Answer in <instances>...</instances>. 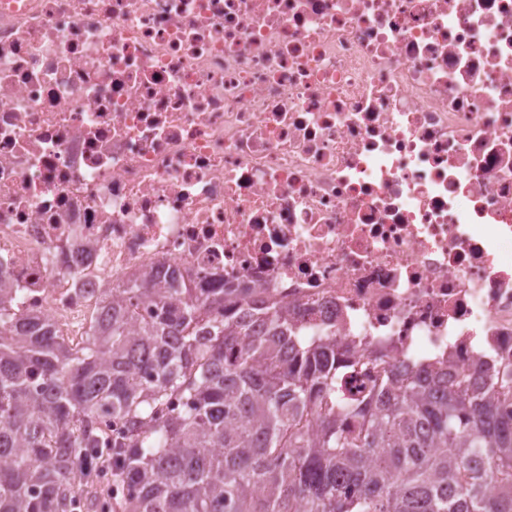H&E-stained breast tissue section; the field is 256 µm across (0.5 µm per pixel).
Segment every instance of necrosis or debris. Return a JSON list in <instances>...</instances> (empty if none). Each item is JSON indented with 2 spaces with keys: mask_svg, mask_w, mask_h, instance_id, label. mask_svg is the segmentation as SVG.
Returning <instances> with one entry per match:
<instances>
[{
  "mask_svg": "<svg viewBox=\"0 0 512 512\" xmlns=\"http://www.w3.org/2000/svg\"><path fill=\"white\" fill-rule=\"evenodd\" d=\"M511 247L512 0H0V281L55 330L220 273L469 379Z\"/></svg>",
  "mask_w": 512,
  "mask_h": 512,
  "instance_id": "obj_1",
  "label": "necrosis or debris"
}]
</instances>
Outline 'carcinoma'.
I'll return each instance as SVG.
<instances>
[{
    "instance_id": "obj_1",
    "label": "carcinoma",
    "mask_w": 512,
    "mask_h": 512,
    "mask_svg": "<svg viewBox=\"0 0 512 512\" xmlns=\"http://www.w3.org/2000/svg\"><path fill=\"white\" fill-rule=\"evenodd\" d=\"M251 297L147 276L73 347L1 282L0 512H77L103 479L109 512H512L511 376L385 362L348 395L362 361Z\"/></svg>"
}]
</instances>
